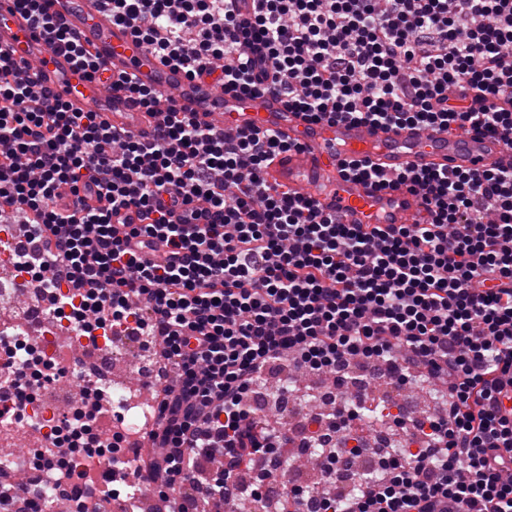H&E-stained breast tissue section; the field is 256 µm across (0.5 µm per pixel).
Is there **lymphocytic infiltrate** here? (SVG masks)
Returning a JSON list of instances; mask_svg holds the SVG:
<instances>
[{"mask_svg":"<svg viewBox=\"0 0 512 512\" xmlns=\"http://www.w3.org/2000/svg\"><path fill=\"white\" fill-rule=\"evenodd\" d=\"M79 69L104 68L43 12L16 0ZM113 21L155 58L224 90L279 89L314 121L477 129L512 144V0H105ZM0 53V221L19 218L41 243L18 257L59 291L84 331L131 318L168 381L153 398L152 447L137 466L146 489L177 512H225L241 463L303 443L255 419L247 405L269 366L337 377L376 364L446 397L418 448L386 449L357 492L285 488L298 512H512V170L403 171L393 186L422 195L426 224H341L314 201L268 186L263 171L290 143L269 132H224L162 106L151 87L123 91L166 119L148 140L111 132L16 76ZM97 192L103 207L86 208ZM134 209L138 224L114 223ZM480 287H472V280ZM6 353L0 374L26 392L50 376ZM87 395L56 424L42 462L111 452L89 420ZM224 462L204 497L185 495L201 449Z\"/></svg>","mask_w":512,"mask_h":512,"instance_id":"obj_1","label":"lymphocytic infiltrate"}]
</instances>
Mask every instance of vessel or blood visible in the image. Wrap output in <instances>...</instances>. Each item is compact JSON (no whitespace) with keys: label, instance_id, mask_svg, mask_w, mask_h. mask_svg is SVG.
Returning a JSON list of instances; mask_svg holds the SVG:
<instances>
[{"label":"vessel or blood","instance_id":"b4317fda","mask_svg":"<svg viewBox=\"0 0 512 512\" xmlns=\"http://www.w3.org/2000/svg\"><path fill=\"white\" fill-rule=\"evenodd\" d=\"M42 5L105 63L112 76L152 87L201 124L242 133L269 131L290 142L291 150L275 155L266 167L265 181L314 200L339 223L410 225L423 223L426 216L421 195L407 188H381L373 181L345 176L341 164L349 157L369 158L388 178L405 170L512 169V146L501 136L314 122L289 110L279 92L243 97L152 59L127 27L113 23L103 0H42ZM0 51L17 64H34L43 90L72 110L100 113L114 132L148 139L160 122L159 116L123 92L78 70L70 54L39 34L14 0H0Z\"/></svg>","mask_w":512,"mask_h":512}]
</instances>
